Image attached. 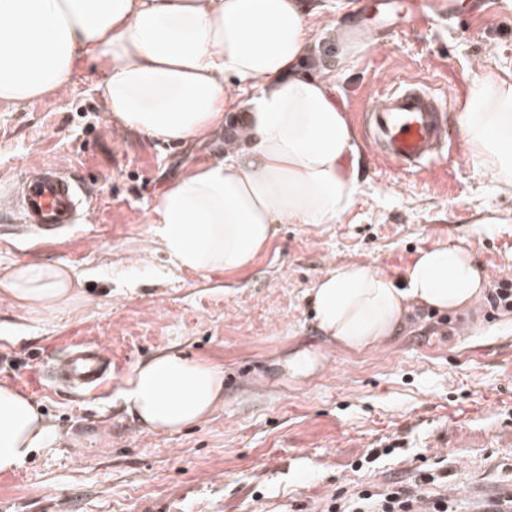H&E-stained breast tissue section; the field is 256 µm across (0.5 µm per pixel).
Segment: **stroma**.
<instances>
[{
  "label": "stroma",
  "instance_id": "obj_1",
  "mask_svg": "<svg viewBox=\"0 0 512 512\" xmlns=\"http://www.w3.org/2000/svg\"><path fill=\"white\" fill-rule=\"evenodd\" d=\"M314 67L329 72L349 120L379 84L411 80L455 93L465 108L480 71L512 80V0L497 14L440 19L365 46L345 0H310ZM78 60L67 95L0 105V205L21 161L88 175L94 202L77 233L0 241V278L16 264L72 269L80 303L34 313L0 301V384L31 396L54 428L14 474H0V512H324L359 486L379 491L437 469L467 512L512 494V312L488 301L465 311H411L378 348L328 344L308 294L328 268L373 266L401 278L418 250L462 242L487 287L512 276V186L467 153L408 176L358 148L361 194L334 224H281L240 272L171 264L149 214L231 129L188 144L118 132ZM142 274L128 270L129 253ZM78 340L112 353V381L82 398L35 370ZM177 350L224 372V404L174 434L143 430L117 390L138 361Z\"/></svg>",
  "mask_w": 512,
  "mask_h": 512
}]
</instances>
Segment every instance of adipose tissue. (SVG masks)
I'll return each mask as SVG.
<instances>
[{
  "label": "adipose tissue",
  "mask_w": 512,
  "mask_h": 512,
  "mask_svg": "<svg viewBox=\"0 0 512 512\" xmlns=\"http://www.w3.org/2000/svg\"><path fill=\"white\" fill-rule=\"evenodd\" d=\"M310 15L308 0H0V104L66 95L85 58L98 63L95 87L122 129L186 144L236 123V146L173 182L150 222L177 267L243 270L276 225L336 223L361 190L332 80L305 67ZM459 127L474 163L511 185L512 82L478 76ZM484 288L471 255L446 241L397 280L363 264L330 268L310 303L328 342L362 352L393 336L411 307L461 310ZM0 294L45 313L79 301L59 263L18 265ZM118 397L145 430L173 434L222 406L224 373L163 350L131 368ZM51 435L29 397L0 385L1 474Z\"/></svg>",
  "instance_id": "ef3b65f1"
}]
</instances>
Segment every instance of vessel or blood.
<instances>
[{
  "instance_id": "vessel-or-blood-1",
  "label": "vessel or blood",
  "mask_w": 512,
  "mask_h": 512,
  "mask_svg": "<svg viewBox=\"0 0 512 512\" xmlns=\"http://www.w3.org/2000/svg\"><path fill=\"white\" fill-rule=\"evenodd\" d=\"M449 18L489 13L493 0H444ZM430 0H352L361 23L357 35L374 29L393 34L423 23ZM456 112L453 94L435 92L417 82H391L377 89L359 117L364 138L377 156L405 172L439 167L451 152ZM88 179L54 164L19 167L8 193L6 211L14 228L55 238L81 223L88 207ZM112 357L98 343H71L68 352L46 365L56 387L86 396L102 392L110 381Z\"/></svg>"
}]
</instances>
